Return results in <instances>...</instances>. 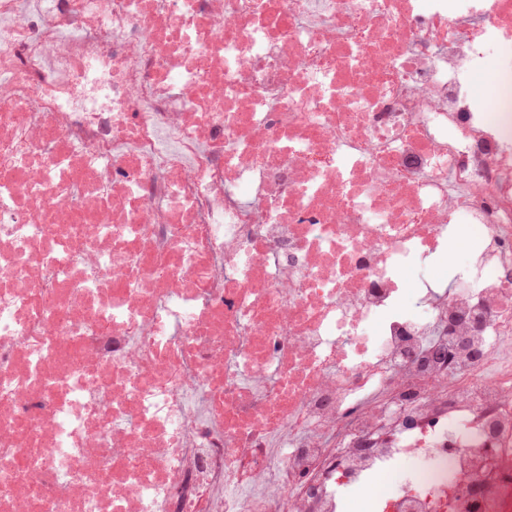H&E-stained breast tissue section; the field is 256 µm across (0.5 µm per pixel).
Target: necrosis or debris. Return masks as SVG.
<instances>
[{
    "mask_svg": "<svg viewBox=\"0 0 512 512\" xmlns=\"http://www.w3.org/2000/svg\"><path fill=\"white\" fill-rule=\"evenodd\" d=\"M355 497L512 512V0H0V512Z\"/></svg>",
    "mask_w": 512,
    "mask_h": 512,
    "instance_id": "4bbe7bcc",
    "label": "necrosis or debris"
}]
</instances>
